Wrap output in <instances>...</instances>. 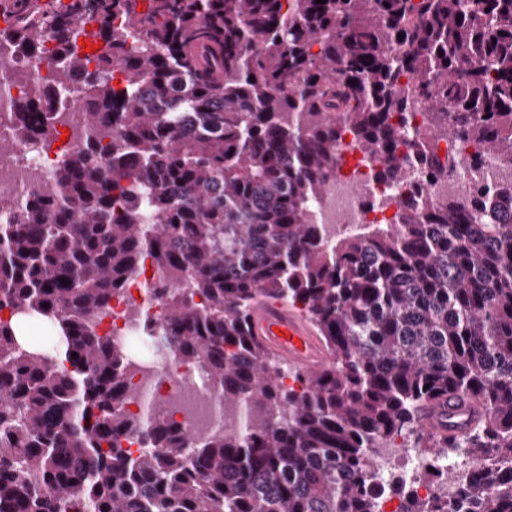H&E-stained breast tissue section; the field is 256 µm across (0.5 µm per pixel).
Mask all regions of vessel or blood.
Wrapping results in <instances>:
<instances>
[{"label":"vessel or blood","instance_id":"vessel-or-blood-1","mask_svg":"<svg viewBox=\"0 0 512 512\" xmlns=\"http://www.w3.org/2000/svg\"><path fill=\"white\" fill-rule=\"evenodd\" d=\"M254 335L289 364L306 371L324 366L328 355L306 320L278 303L261 302L250 313ZM480 407L470 401L448 397L428 404L421 413L423 427L434 434L451 432L477 418Z\"/></svg>","mask_w":512,"mask_h":512}]
</instances>
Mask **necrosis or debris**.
Returning a JSON list of instances; mask_svg holds the SVG:
<instances>
[{
  "label": "necrosis or debris",
  "instance_id": "1",
  "mask_svg": "<svg viewBox=\"0 0 512 512\" xmlns=\"http://www.w3.org/2000/svg\"><path fill=\"white\" fill-rule=\"evenodd\" d=\"M58 46L47 40L37 53L21 55L6 50L0 52V133L8 134L10 117L19 102L35 100L40 108L61 115V125L67 128L66 144L52 146L32 139L15 151L0 155V196L25 201L36 181L49 178L63 162L67 149L83 143V114L92 106L81 85L57 89L52 81ZM440 157H455L456 170L432 182L430 191L439 198H467L475 182L492 186L512 183V165L498 159H484L479 170H472L469 153L461 152L455 138L437 142ZM417 181L393 182L377 174V166L365 161L359 145L351 134H344L342 157L336 174L328 180L316 205L318 223L333 233L345 232L359 224H392L396 214L386 208L389 200H398L414 193ZM143 273L130 281L123 298L112 300L111 312L101 318V331L126 348L143 342L140 324L125 316L128 301L140 300L148 318L159 322L165 317L162 302L148 294V285L157 283L160 272L151 258L142 261ZM145 367L132 377L131 399L127 409L143 415L146 405L171 404V418L199 434L212 432L224 422L214 392L205 377L191 362L173 357L161 348L144 353Z\"/></svg>",
  "mask_w": 512,
  "mask_h": 512
}]
</instances>
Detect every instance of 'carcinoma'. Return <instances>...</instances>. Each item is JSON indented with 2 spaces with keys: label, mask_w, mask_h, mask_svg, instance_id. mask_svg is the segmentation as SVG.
Instances as JSON below:
<instances>
[{
  "label": "carcinoma",
  "mask_w": 512,
  "mask_h": 512,
  "mask_svg": "<svg viewBox=\"0 0 512 512\" xmlns=\"http://www.w3.org/2000/svg\"><path fill=\"white\" fill-rule=\"evenodd\" d=\"M9 15L0 43L57 42L59 87L92 60L124 79L89 86L86 146L54 179L0 198V512H383L392 496L512 512V185L464 202L421 185L396 223L332 240L309 223L345 129L388 180L448 173V136L512 163V0H15ZM86 15L93 56L72 28ZM412 111L429 139L401 161L394 118ZM13 120L0 153L58 135L25 105ZM147 254L167 279L155 338L238 418L199 436L151 406L134 453L137 362L99 324ZM263 300L298 309L329 363L291 369L257 341ZM33 314L61 332L51 345L17 340L12 318ZM450 392L482 414L434 436L421 412ZM398 437L425 453L414 482L453 480L455 501L374 469Z\"/></svg>",
  "instance_id": "1"
}]
</instances>
